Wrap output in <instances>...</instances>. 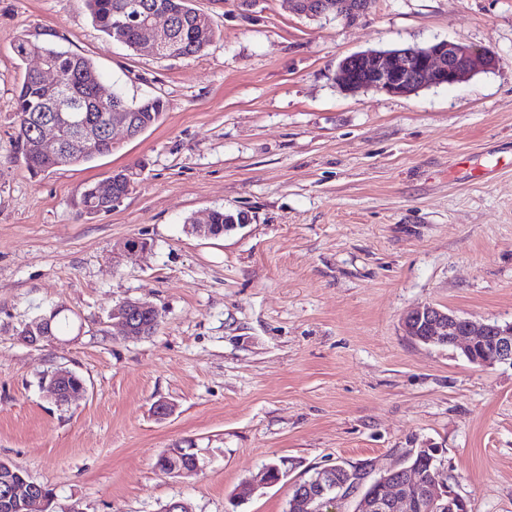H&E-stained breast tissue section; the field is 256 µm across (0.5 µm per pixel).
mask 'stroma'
<instances>
[{"label":"stroma","mask_w":512,"mask_h":512,"mask_svg":"<svg viewBox=\"0 0 512 512\" xmlns=\"http://www.w3.org/2000/svg\"><path fill=\"white\" fill-rule=\"evenodd\" d=\"M218 28L192 59L107 41L83 0H0V460L51 489L50 512H286L291 481L438 449L470 512H512V366L404 335L431 303L512 323V0H373L354 25L286 0H195ZM53 31L126 98L162 97V122L112 154L31 175L14 141L13 46ZM448 40L496 68L408 96L335 81L360 51ZM140 167L114 210L83 188ZM221 208L241 224L191 232ZM151 251L128 255L126 240ZM152 303L156 333L117 338L107 312ZM64 306L73 332L13 334ZM87 393L57 406L44 373ZM175 406L167 419L156 402ZM193 444L201 468L153 464ZM279 484L230 496L265 464Z\"/></svg>","instance_id":"obj_1"}]
</instances>
